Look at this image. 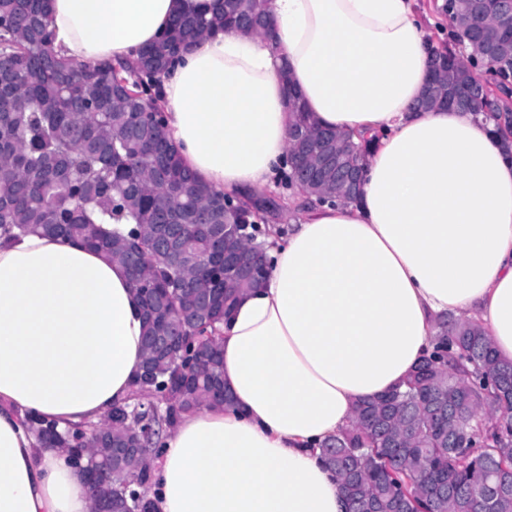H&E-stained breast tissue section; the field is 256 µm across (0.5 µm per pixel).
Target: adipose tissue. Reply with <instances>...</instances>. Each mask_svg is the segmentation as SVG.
<instances>
[{
    "label": "adipose tissue",
    "instance_id": "adipose-tissue-1",
    "mask_svg": "<svg viewBox=\"0 0 512 512\" xmlns=\"http://www.w3.org/2000/svg\"><path fill=\"white\" fill-rule=\"evenodd\" d=\"M215 0H52L75 64L132 61ZM278 43L196 39L155 89L195 178L248 199L288 166L296 95L371 137L353 203L296 194L263 286L220 327L230 404L181 415L152 463L157 512H347L321 445L401 385L453 316L512 361V158L480 112L416 111L435 44L415 0H266ZM145 322L124 266L82 242L0 237V512H90L84 474L26 418L98 425L127 404Z\"/></svg>",
    "mask_w": 512,
    "mask_h": 512
}]
</instances>
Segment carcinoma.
<instances>
[{"mask_svg":"<svg viewBox=\"0 0 512 512\" xmlns=\"http://www.w3.org/2000/svg\"><path fill=\"white\" fill-rule=\"evenodd\" d=\"M51 0H0V231L5 235L39 231L79 239L90 248L118 251L145 244L143 224L185 225L184 238L205 258L218 247L213 225L224 223V196L198 182L177 148L164 160L143 151L157 130L133 128L125 121L129 98L113 91L117 79L130 81L135 102L158 111L155 78L183 45L207 32L226 29V14L182 16L173 20L168 40L146 48L140 58L114 66L74 65L52 43ZM240 15H263V0H227ZM479 0H448L456 35L471 52L467 66H451L435 93L422 97L424 111L442 104L448 90L463 89L475 98L491 96L474 71L486 62L485 44L471 37ZM496 72L512 75V39L496 45ZM312 194L349 199L345 187L315 186L297 172L286 176ZM129 224L124 236L103 228ZM158 286L170 289L171 306L186 320L194 311L181 284L203 281L201 270L156 262L143 268ZM448 322H443L446 330ZM434 351L420 360L425 371L411 374L394 405L363 402L351 425L322 446L325 464L339 478L343 496L365 502L373 512H512V488L486 503L484 490L512 474L509 428L492 422L472 429L476 418L512 420V362L495 355L484 330L474 323L451 327ZM175 391L169 376L132 396L157 398ZM31 430L47 446V435L67 438L55 425L29 417ZM150 473L126 468L113 475L116 501L139 498L144 512H156L147 498Z\"/></svg>","mask_w":512,"mask_h":512,"instance_id":"obj_1","label":"carcinoma"}]
</instances>
